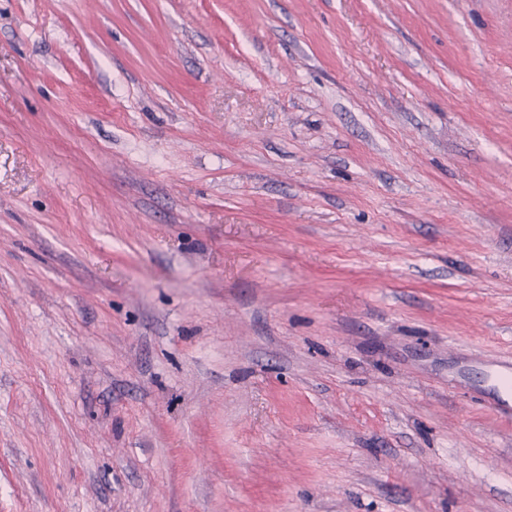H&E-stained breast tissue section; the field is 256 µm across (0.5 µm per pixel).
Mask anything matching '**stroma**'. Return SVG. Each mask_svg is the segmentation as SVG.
Wrapping results in <instances>:
<instances>
[{"instance_id": "stroma-1", "label": "stroma", "mask_w": 512, "mask_h": 512, "mask_svg": "<svg viewBox=\"0 0 512 512\" xmlns=\"http://www.w3.org/2000/svg\"><path fill=\"white\" fill-rule=\"evenodd\" d=\"M512 0H0V512H512Z\"/></svg>"}]
</instances>
